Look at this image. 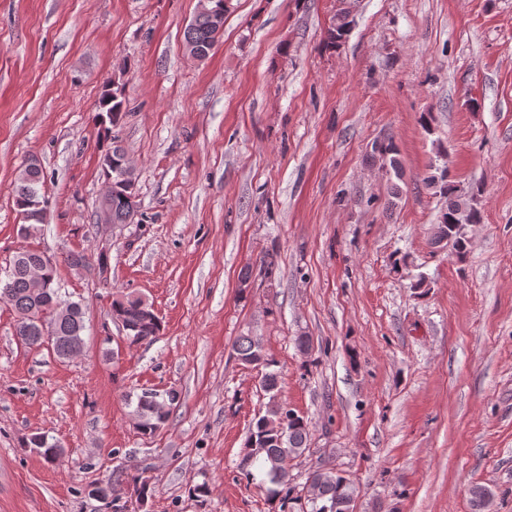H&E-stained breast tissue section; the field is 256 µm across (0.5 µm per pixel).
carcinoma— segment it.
Listing matches in <instances>:
<instances>
[{
  "label": "carcinoma",
  "mask_w": 512,
  "mask_h": 512,
  "mask_svg": "<svg viewBox=\"0 0 512 512\" xmlns=\"http://www.w3.org/2000/svg\"><path fill=\"white\" fill-rule=\"evenodd\" d=\"M217 8L225 9L224 0H209L206 6L197 9L191 22L183 32L184 42L193 45L198 51V60L209 57L215 48L220 29L213 16ZM347 15H336V22L327 30L325 44L336 46L346 32ZM125 99L121 88L102 91L96 104L95 119L100 124L116 126L123 117ZM112 188L110 204L112 223L131 224L138 212L136 194L118 185L125 166V149L112 146ZM429 183L448 198L444 209L434 225L431 243L436 246L451 245L457 257L465 255L470 240L466 227L481 222L480 212L471 203H461L456 188L448 183V173L440 170ZM35 202L46 203L45 174L38 162L27 165L18 177L14 188L16 210L27 211ZM45 252L26 248L16 254L9 267V275L0 286V300L6 301L17 314L16 336L28 347H41L45 340L38 332L41 325L53 328L54 339L50 344L53 354L61 360H70L84 351L85 311L81 303L72 301L62 294L58 281L57 265L43 270L46 281L45 292L40 296L32 294L29 277L25 273L28 266L43 262ZM113 321L122 324L125 337L131 344L152 341L160 331V320L143 298L126 294L112 301ZM233 354L245 365L263 367L261 387L269 395L266 414L259 417L249 432L246 452L239 469L247 480H255L253 468L262 471L261 487L267 499L278 506V512H356L357 488L344 474L332 468H319L310 473L306 483L298 487L291 482L290 462L299 457L309 438V425L303 417L279 401V377L270 367L274 361L265 353L262 341L257 336L243 334L232 345ZM180 403V393L175 389L158 392L144 390L136 395L133 415L137 426L144 435H153L169 420ZM29 444L39 450L45 460L56 458L60 447L49 441L43 434H36ZM127 482L139 503H144L155 492L149 480L139 473V469L126 474ZM474 512H489L491 491L481 485L470 490Z\"/></svg>",
  "instance_id": "cac0c4a2"
}]
</instances>
